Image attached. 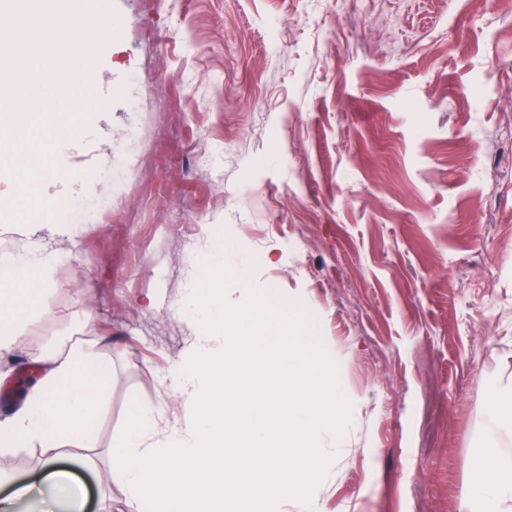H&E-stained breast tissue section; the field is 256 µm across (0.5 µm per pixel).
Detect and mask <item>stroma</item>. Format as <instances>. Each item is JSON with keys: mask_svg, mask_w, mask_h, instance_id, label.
<instances>
[{"mask_svg": "<svg viewBox=\"0 0 512 512\" xmlns=\"http://www.w3.org/2000/svg\"><path fill=\"white\" fill-rule=\"evenodd\" d=\"M68 0H0V21L59 28ZM81 122L0 128V256L41 246L43 314L0 359V418L44 349L112 363L92 423L95 471L62 460L84 512H131L109 480L131 403L186 404L171 375L195 334L200 260L304 316L351 420L320 512H461L492 390L512 378V0H95ZM78 170L70 188L59 172ZM96 197L80 223L55 200ZM53 217L64 236L17 224ZM35 446L0 452L13 512H71Z\"/></svg>", "mask_w": 512, "mask_h": 512, "instance_id": "35a3bbf8", "label": "stroma"}]
</instances>
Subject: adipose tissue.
Instances as JSON below:
<instances>
[{"mask_svg": "<svg viewBox=\"0 0 512 512\" xmlns=\"http://www.w3.org/2000/svg\"><path fill=\"white\" fill-rule=\"evenodd\" d=\"M97 19L85 0H73L54 42L30 40L19 42L14 25L0 26V70L13 71L19 59H26L25 77L12 92L16 108H25L30 89L42 87L47 109L55 112L77 110L87 95V87L74 78H62L60 46L70 45L74 36L96 25ZM56 258L35 252L15 259L8 279L22 284L27 291L47 288ZM40 363L48 370L33 387L25 405L11 418L0 421V451L38 444L44 464L52 479L64 472L59 462L64 455L61 441H79L76 456L90 464L93 446L91 423L102 401L103 383L112 372L110 362L90 356L83 349L72 348L67 356L48 351ZM512 436V382L498 386L486 411L485 437L469 478L470 491L464 512H512V454L498 445L502 436Z\"/></svg>", "mask_w": 512, "mask_h": 512, "instance_id": "1", "label": "adipose tissue"}]
</instances>
